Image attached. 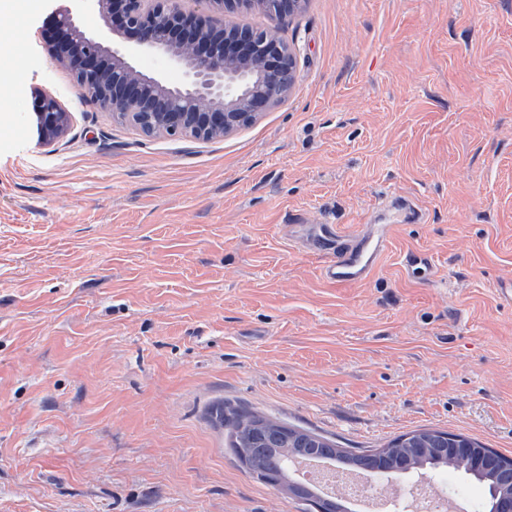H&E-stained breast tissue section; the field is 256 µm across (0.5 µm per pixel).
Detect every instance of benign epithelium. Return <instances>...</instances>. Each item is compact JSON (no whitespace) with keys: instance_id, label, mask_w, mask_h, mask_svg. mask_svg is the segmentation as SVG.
<instances>
[{"instance_id":"1","label":"benign epithelium","mask_w":512,"mask_h":512,"mask_svg":"<svg viewBox=\"0 0 512 512\" xmlns=\"http://www.w3.org/2000/svg\"><path fill=\"white\" fill-rule=\"evenodd\" d=\"M74 8L55 16L56 30L68 41L51 48L76 87L112 118L148 137L222 138L255 120L284 99L298 75L294 56L271 31L249 26H216L210 15L184 7V0H72ZM272 18L301 11L307 0H246ZM92 12L102 29L134 44L109 42L89 32L82 16ZM150 53L182 73L172 83L148 75L133 63ZM40 141L59 142L72 113L54 96L36 95ZM504 491L494 512H512V472H502Z\"/></svg>"}]
</instances>
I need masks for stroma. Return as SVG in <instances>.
Segmentation results:
<instances>
[{
	"label": "stroma",
	"instance_id": "stroma-1",
	"mask_svg": "<svg viewBox=\"0 0 512 512\" xmlns=\"http://www.w3.org/2000/svg\"><path fill=\"white\" fill-rule=\"evenodd\" d=\"M70 6L0 14V512H308L226 447L224 402L345 448L431 427L512 457V0L215 12L276 28L299 78L210 141L81 95L49 51ZM39 91L72 113L52 147ZM322 224L394 231L336 284Z\"/></svg>",
	"mask_w": 512,
	"mask_h": 512
}]
</instances>
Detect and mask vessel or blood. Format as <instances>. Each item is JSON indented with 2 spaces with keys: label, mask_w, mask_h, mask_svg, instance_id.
<instances>
[{
  "label": "vessel or blood",
  "mask_w": 512,
  "mask_h": 512,
  "mask_svg": "<svg viewBox=\"0 0 512 512\" xmlns=\"http://www.w3.org/2000/svg\"><path fill=\"white\" fill-rule=\"evenodd\" d=\"M389 238L390 227L385 224L381 226L379 233L364 235L352 245L337 244L324 267L325 277L340 284L368 279Z\"/></svg>",
  "instance_id": "1"
}]
</instances>
